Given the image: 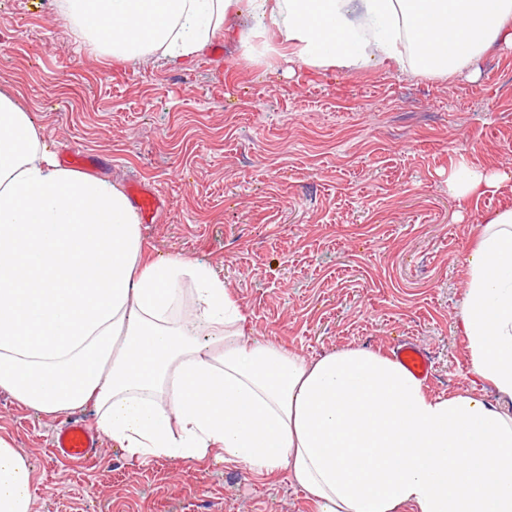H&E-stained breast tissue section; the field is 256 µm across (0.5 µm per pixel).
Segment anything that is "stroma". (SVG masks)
Wrapping results in <instances>:
<instances>
[{
    "label": "stroma",
    "mask_w": 512,
    "mask_h": 512,
    "mask_svg": "<svg viewBox=\"0 0 512 512\" xmlns=\"http://www.w3.org/2000/svg\"><path fill=\"white\" fill-rule=\"evenodd\" d=\"M278 43L227 39L188 70L155 55L116 72L54 0H0V92L55 157L86 151L120 189L152 184L164 205L141 226L145 256L208 264L257 338L309 359L411 341L432 358L426 393L495 401L455 320L465 258L484 215L512 207V182L462 203L448 171L462 157L512 166V53L487 50L474 80L385 65L292 75ZM74 418L96 420L0 390V435L33 467L31 512H314L284 471L142 464L108 439L90 462L54 456Z\"/></svg>",
    "instance_id": "1"
}]
</instances>
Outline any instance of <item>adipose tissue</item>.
<instances>
[{"label":"adipose tissue","instance_id":"1","mask_svg":"<svg viewBox=\"0 0 512 512\" xmlns=\"http://www.w3.org/2000/svg\"><path fill=\"white\" fill-rule=\"evenodd\" d=\"M113 67L187 66L233 17L243 45L277 32L293 69L386 62L462 72L512 51V0H57ZM512 174L459 161L462 201ZM456 325L501 405L428 395L401 364L349 348L310 360L253 328L202 262L145 260L137 214L103 179L60 166L0 93V389L56 416L94 405L141 462L287 472L317 512H512V207L486 215ZM32 469L0 436V512H31Z\"/></svg>","mask_w":512,"mask_h":512}]
</instances>
